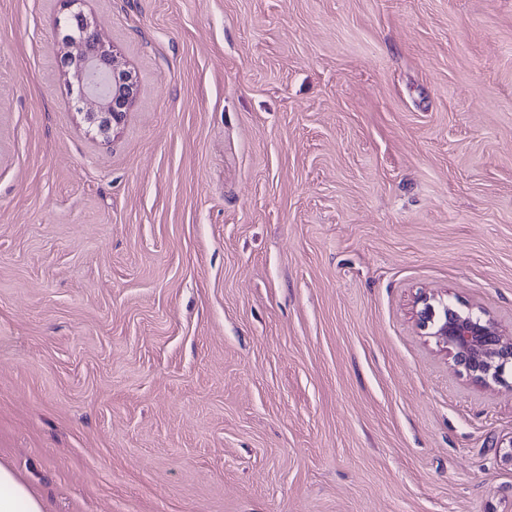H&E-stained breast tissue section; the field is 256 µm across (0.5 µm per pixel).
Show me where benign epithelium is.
Here are the masks:
<instances>
[{
	"mask_svg": "<svg viewBox=\"0 0 512 512\" xmlns=\"http://www.w3.org/2000/svg\"><path fill=\"white\" fill-rule=\"evenodd\" d=\"M64 12L55 18L65 48L61 66L65 76L80 81L76 110L101 137L108 139L124 120L136 92L130 70L121 66L112 45L94 22L73 5L79 0H62ZM417 311L421 327L474 380L490 385L512 372V342H506L495 320L487 313L457 308L423 297Z\"/></svg>",
	"mask_w": 512,
	"mask_h": 512,
	"instance_id": "7a95c632",
	"label": "benign epithelium"
}]
</instances>
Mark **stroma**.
Here are the masks:
<instances>
[{
  "label": "stroma",
  "instance_id": "1",
  "mask_svg": "<svg viewBox=\"0 0 512 512\" xmlns=\"http://www.w3.org/2000/svg\"><path fill=\"white\" fill-rule=\"evenodd\" d=\"M0 0V462L48 512H512V0ZM63 13L55 18V26L62 34L65 48L61 66L65 76L81 83L75 97L76 110L102 138H110L114 129L124 120L136 92V83L130 70L122 68L112 45L107 43L94 22L73 5L79 0H62ZM95 47L92 65L96 68L86 83L80 67L85 46ZM85 70H87L85 68ZM88 71V70H87ZM423 297L417 318L436 343L474 380L491 385L512 375V342H504L495 320L487 313L457 308Z\"/></svg>",
  "mask_w": 512,
  "mask_h": 512
}]
</instances>
